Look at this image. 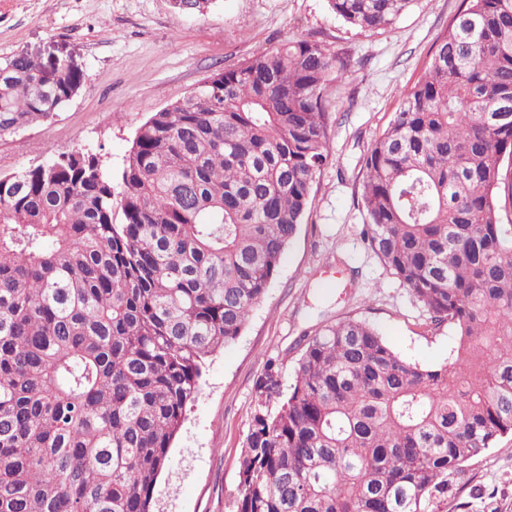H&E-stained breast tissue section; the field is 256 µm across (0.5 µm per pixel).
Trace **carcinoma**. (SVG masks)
<instances>
[{
  "mask_svg": "<svg viewBox=\"0 0 512 512\" xmlns=\"http://www.w3.org/2000/svg\"><path fill=\"white\" fill-rule=\"evenodd\" d=\"M411 0H329L363 32ZM336 57L289 39L204 78L138 129L115 191L97 154L0 174V512H158L208 357L278 274L328 159ZM83 73L0 62V137ZM510 167H504V162ZM370 248L457 336L412 363L344 319L282 390L256 383L232 512H441L512 434V0H463L363 160Z\"/></svg>",
  "mask_w": 512,
  "mask_h": 512,
  "instance_id": "1",
  "label": "carcinoma"
}]
</instances>
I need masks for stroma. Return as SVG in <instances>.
<instances>
[{
	"instance_id": "obj_1",
	"label": "stroma",
	"mask_w": 512,
	"mask_h": 512,
	"mask_svg": "<svg viewBox=\"0 0 512 512\" xmlns=\"http://www.w3.org/2000/svg\"><path fill=\"white\" fill-rule=\"evenodd\" d=\"M461 3L412 0L390 27L364 33L328 0H214L201 13L172 0H0V61L28 52L69 59L84 74L53 118L0 138V173L90 149L120 179L138 128L212 73L290 38L336 57L340 75L324 90L328 163L265 297L241 336L207 361L173 444V474L155 490L166 512H231L256 383L273 360L290 384L305 337L323 326L362 319L410 361H453V329L429 330L422 303L370 249L361 185L365 155ZM444 512H512V434L466 463Z\"/></svg>"
}]
</instances>
